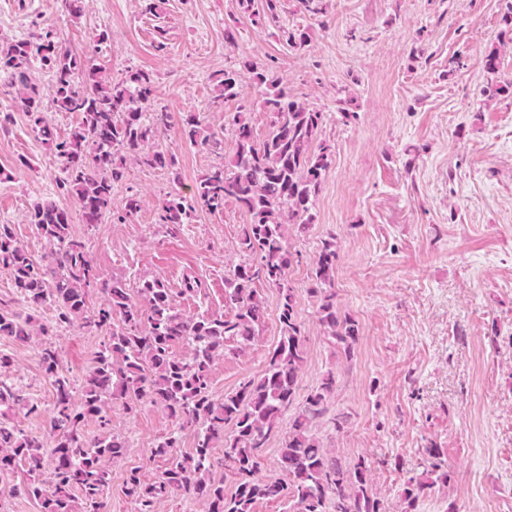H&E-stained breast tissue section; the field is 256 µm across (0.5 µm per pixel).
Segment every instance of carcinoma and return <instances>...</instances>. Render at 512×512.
<instances>
[{
	"label": "carcinoma",
	"mask_w": 512,
	"mask_h": 512,
	"mask_svg": "<svg viewBox=\"0 0 512 512\" xmlns=\"http://www.w3.org/2000/svg\"><path fill=\"white\" fill-rule=\"evenodd\" d=\"M37 57L52 74L55 110L80 116L65 139L44 120L39 92L29 83L27 65ZM247 71L254 83L266 88L267 134L257 138L244 109L237 110L231 157L201 176L191 198L171 196L162 205V222L174 227L189 223L198 208L222 212L228 200L247 214L239 251L258 259V265L238 264L224 279V301L235 309L232 317L183 316L159 278L141 281L134 296L119 280L100 279L85 241L72 232L70 212L54 202L38 203L28 215L50 245L39 261L20 244L12 225L0 224V269L8 273L28 307L52 304L63 320L106 333L79 398L57 348L47 339L41 342V364L53 388L50 448L43 438L27 435L9 421L12 411L32 414L38 407L0 378V477L13 473L20 461L27 466L26 480L1 488V493L23 494L37 501L41 512H103V494L112 481L110 463L122 457L127 446L114 435L89 437L87 422L96 418L106 425L105 407L111 400L124 401L130 410L147 401L183 425L199 426L200 432L189 455L178 454L176 433L158 444L155 454L166 461L159 477L149 479L139 469L128 473L125 494L135 500L138 512H154L159 498L175 493L191 502H205L208 512H253L257 501L282 497L293 502L296 512H383L370 484L368 460L359 458L346 466L332 462L330 452L312 434L313 421L323 414L336 389L335 374L327 373L298 401L305 336L295 289L287 283L292 263L288 237L306 232L312 224L315 199L330 165L328 147L313 149L325 115L290 95L268 67L253 63ZM2 75L18 88L17 99L33 132L55 152L83 223L99 224L112 212V188L122 179L127 158L151 168L172 167L171 156L157 144L171 116L155 103L148 72L135 71L115 82L91 58L62 48L47 32L1 46ZM215 81L217 98L228 101L238 96L239 71L226 69ZM200 129L199 117H187L184 134L189 142H207L200 138ZM336 259L331 237L322 242L316 287L309 293L316 298L318 320L337 353L349 361L359 328L336 302ZM260 277L280 292L277 344L260 379L215 399L210 394L215 360L228 349L248 346L263 327L265 299L253 288ZM93 289L105 298V305L92 306ZM33 332L31 318L0 312V337L24 340ZM179 344L186 349L183 355L174 352ZM293 406L296 411L280 448L288 481L263 479L262 448ZM217 440L223 442L224 466L237 477L229 495L224 494V482L211 477ZM47 455L53 460L48 487L39 479ZM432 486L427 478H409L405 512H416Z\"/></svg>",
	"instance_id": "cac0c4a2"
}]
</instances>
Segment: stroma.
<instances>
[{
	"mask_svg": "<svg viewBox=\"0 0 512 512\" xmlns=\"http://www.w3.org/2000/svg\"><path fill=\"white\" fill-rule=\"evenodd\" d=\"M92 57L112 79L149 72L154 99L171 115L158 140L174 154L173 169L130 161L113 189V210L87 227L72 218L100 278L119 277L128 289L158 278L185 316H232L224 279L241 263L237 242L246 214L235 202L223 212L199 210L179 228L160 220L169 193L191 194L198 177L234 152L231 116L245 106L258 136L269 118L263 91L244 79L238 100L216 97L213 78L257 61L273 69L289 92L325 113L318 141L331 162L313 208L314 222L291 236L288 281L296 290L305 330L300 391L327 372L336 389L313 432L325 448L349 462H372L370 483L384 512H404L408 475L430 468L423 451L437 448L445 483H435L417 512H512V0H320V11L280 0L277 19L245 10L239 0H84L70 14L62 0H0V45L44 31ZM234 41H226V31ZM307 33L299 48L282 34ZM107 33L99 42V33ZM497 58L487 74V55ZM44 115L66 136L78 116L55 111L52 77L32 63ZM352 112L344 120L342 111ZM203 117L207 145L182 133L188 113ZM0 224L13 225L34 259L47 250L28 222L31 207L52 201L73 211L53 152L32 131L16 91L0 84ZM137 211L126 213L127 197ZM335 237V291L339 308L358 323L352 360L337 355L318 322L316 256ZM196 279L197 294L184 293ZM267 315L246 350L226 353L211 369L214 398L260 377L278 341L279 292L254 283ZM0 309L32 314L50 326L63 366L83 380L94 366L101 336L60 321L50 305L30 312L0 270ZM10 358L5 379L41 406L18 413L26 433L46 436L53 390L37 342L0 338ZM106 422L90 420V436L114 434L128 444L111 464L106 512H137L124 493L133 468L158 477L166 466L157 443L180 432L181 454L195 434L179 430L159 406L127 411L109 402Z\"/></svg>",
	"mask_w": 512,
	"mask_h": 512,
	"instance_id": "1",
	"label": "stroma"
}]
</instances>
